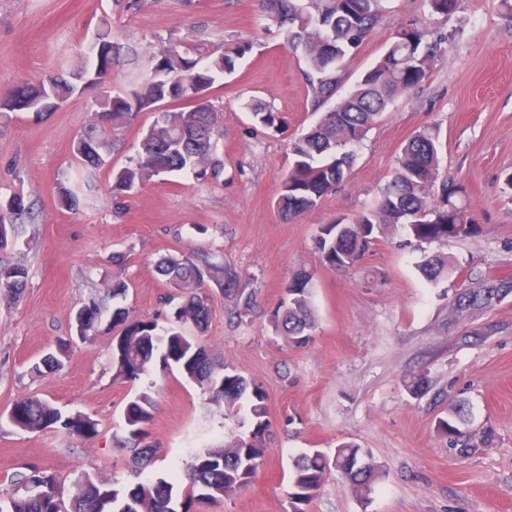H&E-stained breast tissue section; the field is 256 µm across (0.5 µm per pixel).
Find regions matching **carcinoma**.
<instances>
[{
    "instance_id": "1",
    "label": "carcinoma",
    "mask_w": 512,
    "mask_h": 512,
    "mask_svg": "<svg viewBox=\"0 0 512 512\" xmlns=\"http://www.w3.org/2000/svg\"><path fill=\"white\" fill-rule=\"evenodd\" d=\"M269 16L282 30L283 44L300 50L307 66L306 76L312 108L319 109L331 100L341 82L342 63L383 18V0H263ZM448 35L428 37V31L402 28L380 59L366 70L355 88L322 116L306 133L291 143L288 173L281 182L276 206L286 220L315 208L348 177L353 163L349 147L362 141L378 124L401 94L422 88L429 79L431 61L446 52ZM249 50L246 43L225 47L224 53L202 62L198 49L185 44L176 49L177 57L167 55L169 48L154 52V71L169 72L168 81L157 83L146 74L137 89L126 98L119 94L98 97L93 117L74 145L75 155L92 168L100 167L108 157L106 147L112 131L133 120L145 110L158 109L156 121L139 143L135 164L112 169L109 193L116 207L119 199L160 176L184 173L221 174V164L214 160L218 116L208 103L195 98L188 87L191 81L209 87L235 69L236 60ZM34 95L44 92L59 101L77 93L70 77L57 74L47 82L31 86ZM254 128L279 131L283 117L260 102L248 105ZM95 142L101 154L93 157L82 144ZM442 148L437 131L423 132L411 138L397 158L392 179L379 197L355 219L346 223L337 219L319 228L316 238L321 260L333 269L348 267L345 256L361 258L377 234L388 226L409 229L421 245L433 241L451 242L477 234L478 226L465 206L452 201L462 187L440 174L439 153ZM27 213L20 196L0 201V247L8 243L7 226ZM425 279L436 285L450 279L454 265L435 256L421 265ZM160 275L175 292L184 295L173 312L171 326L161 330L157 322L142 320L128 309H112V326L121 328L112 338V366L117 377L128 382L140 379L154 354L165 365H175L188 380L200 385L209 400L224 406L229 415L238 411L245 395H250L252 430L229 445L208 448L197 454L189 467L191 480L174 486L163 478L128 482L120 488H106L90 475L77 476L79 489L70 502L63 499L59 478L38 469L21 474L14 488L0 492V512H191L202 503L230 499L246 487L263 465L267 448L265 438L270 429L266 395L257 384L224 363L211 357L209 347L183 334L187 324L205 333L210 321L209 295L204 285L219 287L235 300L238 317L248 315L253 294L240 287V275L229 264L209 263L201 268L193 255L169 256L159 263ZM27 269L19 264H0V291L15 297L27 287ZM312 275L295 274L286 288L287 299L274 310L269 324L277 336L296 344L311 337L315 319L311 309ZM102 319L100 308L90 302L74 315L77 335L85 339ZM153 398L143 392L126 408L128 442L141 448L136 453V472L150 466L159 449L142 444L145 425L152 418ZM11 424L34 432L57 423L83 436L96 432V423L88 416L63 415L52 404L34 397L22 398L8 414ZM465 421L459 409L438 420L437 432L461 455L473 451L460 438L458 424ZM338 472L355 493L365 497L380 472V466L359 445L343 442L328 454L319 449L303 453L289 473L290 512H304L324 484L327 472Z\"/></svg>"
}]
</instances>
